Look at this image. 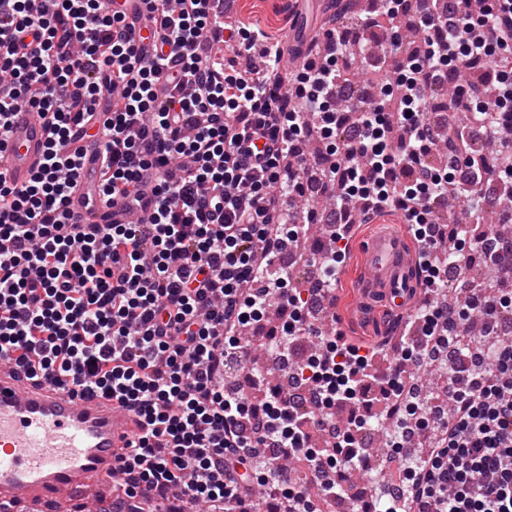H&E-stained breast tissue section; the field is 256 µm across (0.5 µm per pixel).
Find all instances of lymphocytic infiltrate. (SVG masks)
<instances>
[{
    "mask_svg": "<svg viewBox=\"0 0 512 512\" xmlns=\"http://www.w3.org/2000/svg\"><path fill=\"white\" fill-rule=\"evenodd\" d=\"M32 2L0 0V151L19 108L51 131L29 185L0 179V358L139 417L112 512H143L148 494L166 512H313L311 491L343 497L357 474L377 471L362 432L379 402L402 410L386 441L398 476L358 512H512V238L487 231L465 249L432 217L455 192L459 218L480 220L497 202L482 182L512 186V60L494 57L512 49V0H386L375 47L397 64L385 84L370 81L341 135L335 105L355 83L338 61L363 36L337 35L319 61L271 39L293 59L282 78L218 61L207 36L221 0H148L151 53L103 0ZM409 14L426 35L415 52L398 25ZM475 61L483 81L454 92L465 123L437 132L426 114L436 74ZM74 133L102 150V195L130 206L151 197L152 223L67 225L79 158L59 144ZM254 137L268 140L264 155ZM467 144L496 147L497 168L476 166ZM440 146L447 175L411 168ZM307 182L340 213L355 199L377 214L405 202L425 287L452 280L467 296L429 304L421 335L385 370L380 347L314 329L312 289L288 287L272 267L307 236L286 219L290 192ZM489 244L499 284L470 286L472 254ZM263 332L286 350L316 340L297 372L312 399L272 384L258 399L225 388V349L248 365ZM424 367L446 382L444 416L433 397L413 396ZM300 457L304 482L287 467Z\"/></svg>",
    "mask_w": 512,
    "mask_h": 512,
    "instance_id": "obj_1",
    "label": "lymphocytic infiltrate"
}]
</instances>
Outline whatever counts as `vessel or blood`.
<instances>
[{"label":"vessel or blood","mask_w":512,"mask_h":512,"mask_svg":"<svg viewBox=\"0 0 512 512\" xmlns=\"http://www.w3.org/2000/svg\"><path fill=\"white\" fill-rule=\"evenodd\" d=\"M50 131L36 114L19 112L0 176L22 188L41 168ZM82 170L68 209L74 224H146L152 207L128 213L100 192L102 157L74 138ZM366 285L385 310L411 315L420 286L417 256L394 226H381L361 247ZM140 432L137 417L111 397L73 395L70 387L29 377L0 360V512H86L90 490L112 485L121 449Z\"/></svg>","instance_id":"1"}]
</instances>
